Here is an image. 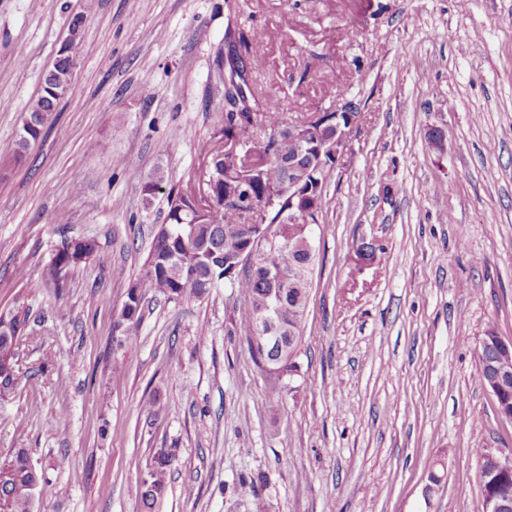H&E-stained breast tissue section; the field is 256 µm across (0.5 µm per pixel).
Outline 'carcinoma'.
Here are the masks:
<instances>
[{"instance_id":"carcinoma-1","label":"carcinoma","mask_w":512,"mask_h":512,"mask_svg":"<svg viewBox=\"0 0 512 512\" xmlns=\"http://www.w3.org/2000/svg\"><path fill=\"white\" fill-rule=\"evenodd\" d=\"M81 50V37L77 36L61 49L64 57L43 77L44 87L26 107L25 115L46 114L53 117L56 106L53 90L61 88L66 92L72 81L70 60L77 58ZM224 137L234 138L258 156L255 168L240 173L245 180V192L240 200L245 206L261 205L268 211V223H278V218L288 207V162L303 163L299 144L288 136V121L283 113L266 107L260 112L247 109L236 114L224 113V124L220 130ZM335 163L327 158L326 167L308 175L300 199V208L311 211L313 223H319L324 199L330 184ZM199 178L189 177L185 188L167 196V228L156 233L154 245L143 265L140 275L129 285L120 317L124 319L125 344H131L141 325L139 314L145 291L151 290L169 299L193 295L200 298L207 295L219 283L227 280L243 289L247 303L239 315V325L246 335L249 349L265 343V337L253 334V325L260 318L270 314L286 326H299L306 310L311 288L306 278L293 281L291 287H282L275 273L288 271L300 261V256L284 246L268 255V262L252 268L248 265L230 272L234 258L240 248L239 239L224 234L229 224H244V215L239 208L224 206V193L228 186L219 180L209 188L212 195V210L206 221L195 225L193 234L180 235V224L192 223L189 198L194 194ZM97 244L83 239L72 247L70 240L61 242L56 259L49 270L51 282L59 285L61 273L88 259L96 251ZM27 316L20 308L9 310L5 329L9 334H0V376L5 380L21 378L17 360L18 341L23 335ZM170 466L169 456L161 454L142 479L143 508L150 509L166 487V474ZM11 478L0 483V510L4 512H32L26 489L32 486L43 488V479L32 466L25 449L14 451L10 460L3 464Z\"/></svg>"}]
</instances>
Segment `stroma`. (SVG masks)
<instances>
[{
  "mask_svg": "<svg viewBox=\"0 0 512 512\" xmlns=\"http://www.w3.org/2000/svg\"><path fill=\"white\" fill-rule=\"evenodd\" d=\"M236 2L0 0V309L28 313L0 460L28 450L50 489L34 512H143L161 453L152 512H482L476 451L512 452L477 358L488 327L512 342V0ZM77 13L72 88L12 162ZM230 28L265 58L249 88L289 121L358 106L297 371L275 392L227 282L147 293L137 341L113 342L168 211L162 195L144 207L142 179L175 189L201 170ZM65 235L97 249L58 289ZM169 466V456L161 454L155 458L152 466L142 479L144 491L142 492L141 499L144 509H152L156 499L163 494L166 487V474Z\"/></svg>",
  "mask_w": 512,
  "mask_h": 512,
  "instance_id": "1",
  "label": "stroma"
}]
</instances>
